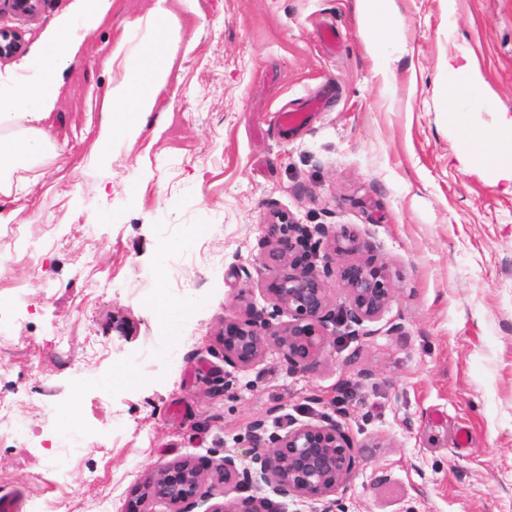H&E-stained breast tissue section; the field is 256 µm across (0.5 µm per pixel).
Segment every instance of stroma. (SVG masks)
Wrapping results in <instances>:
<instances>
[{"label": "stroma", "instance_id": "obj_1", "mask_svg": "<svg viewBox=\"0 0 512 512\" xmlns=\"http://www.w3.org/2000/svg\"><path fill=\"white\" fill-rule=\"evenodd\" d=\"M181 20L166 83L141 135L90 163L102 101L125 76L111 51L146 36L155 0H112L58 76L53 147L0 194V395L30 429L0 443V496L14 512H127L177 458L201 465L253 447L250 426L343 410L362 463L336 512H512V185L464 152L460 122L496 131L512 116V0H394L393 31L359 0H169ZM74 0L34 13L0 0L21 76ZM387 43L379 72L372 44ZM478 68L477 104L456 117L448 58ZM320 108L279 127V112ZM357 235L385 262L393 298L369 335L337 325L318 365L276 354L224 362L241 299L264 305L256 272L268 215ZM176 242L157 280L154 252ZM181 306L163 333L149 304ZM132 333L112 330L113 315ZM123 369L139 378L112 382ZM86 436L62 456L59 440Z\"/></svg>", "mask_w": 512, "mask_h": 512}]
</instances>
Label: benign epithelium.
I'll return each mask as SVG.
<instances>
[{"label": "benign epithelium", "mask_w": 512, "mask_h": 512, "mask_svg": "<svg viewBox=\"0 0 512 512\" xmlns=\"http://www.w3.org/2000/svg\"><path fill=\"white\" fill-rule=\"evenodd\" d=\"M21 37L0 29V58L21 51ZM327 239L337 256L359 251L358 238L345 231H332L325 224L313 227L295 223L288 212L275 210L267 222L259 273L272 311L245 306L240 315L224 318L222 345L224 363L248 369L276 352L290 370L306 371L317 364L330 345L328 325L346 322L358 327L377 319L394 293L388 266L374 257L351 259L335 265L310 247L314 236ZM335 276L345 293L338 308L327 288ZM288 315V322L273 320ZM251 432L257 446L244 456L224 450V457L204 472L192 459H175L146 478L138 488L131 512H155L163 504L167 512H282L281 503L267 495L231 498L241 492L266 486L273 495L314 505V512H336V494L347 488L359 464V449L378 448L369 438L357 442L343 423L331 416L301 423L281 434L256 421Z\"/></svg>", "instance_id": "obj_1"}]
</instances>
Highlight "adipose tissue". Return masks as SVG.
Listing matches in <instances>:
<instances>
[{
  "label": "adipose tissue",
  "instance_id": "adipose-tissue-1",
  "mask_svg": "<svg viewBox=\"0 0 512 512\" xmlns=\"http://www.w3.org/2000/svg\"><path fill=\"white\" fill-rule=\"evenodd\" d=\"M112 7V0H75L73 14L63 19L44 37L43 51L31 76L16 90H0V127L15 128L10 139H0V193L8 195L27 189L29 181L23 170L39 161L49 145L44 123L57 99L56 73L79 54L86 31L98 26ZM150 30L149 40L135 48L119 42L114 56L122 57L127 77L106 94L110 118L100 128L95 163L107 161L116 137L132 139L144 128L152 107L149 89L163 83L169 71L161 56L170 35L166 0H156L152 12L143 20ZM470 155L488 165L498 178L512 182V143L496 131L468 129L464 132Z\"/></svg>",
  "mask_w": 512,
  "mask_h": 512
}]
</instances>
